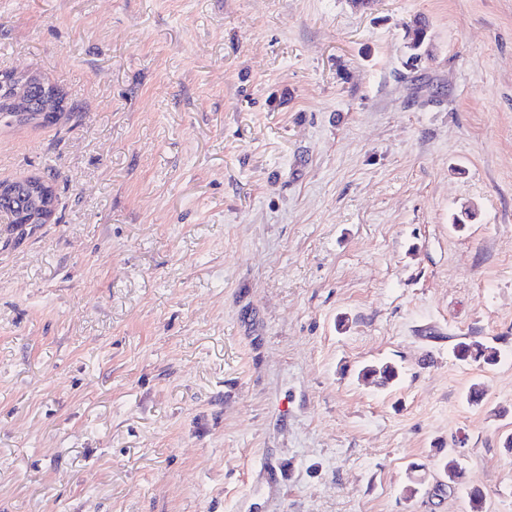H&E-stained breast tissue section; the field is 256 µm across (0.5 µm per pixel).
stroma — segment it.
<instances>
[{
	"label": "stroma",
	"instance_id": "35a3bbf8",
	"mask_svg": "<svg viewBox=\"0 0 512 512\" xmlns=\"http://www.w3.org/2000/svg\"><path fill=\"white\" fill-rule=\"evenodd\" d=\"M13 69L0 512H512V0H0ZM427 37V25L421 21H414L411 26L406 28V40L411 53L408 61L416 62L418 58L425 55L423 51ZM46 92L40 83L17 84L10 79V71H0V121L6 126L35 125L57 123L61 118L69 119L73 107L64 105L58 91L55 106L52 109L55 118L43 117L45 112ZM14 180L0 182V219L1 224H8L12 230L24 233L26 224H49L60 206V193L57 187L56 176L31 175V190L39 199L46 198L53 202V208L49 212L35 207L31 198V190L22 192L13 189ZM2 189V190H1ZM42 215H44L42 217ZM453 355L461 362L473 361L487 366H493L500 360V353L495 346L469 340L466 337L455 344ZM361 378L377 379L379 385L389 386L399 378L397 367L389 362H378L365 366L361 371Z\"/></svg>",
	"mask_w": 512,
	"mask_h": 512
}]
</instances>
